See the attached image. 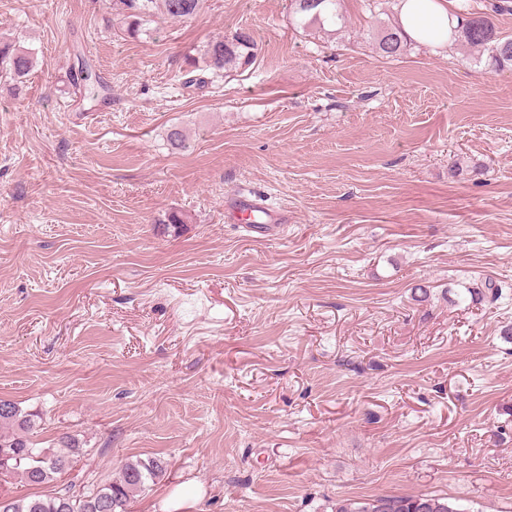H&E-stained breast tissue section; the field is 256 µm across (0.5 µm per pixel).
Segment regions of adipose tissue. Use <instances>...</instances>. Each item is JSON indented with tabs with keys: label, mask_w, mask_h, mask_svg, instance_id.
<instances>
[{
	"label": "adipose tissue",
	"mask_w": 512,
	"mask_h": 512,
	"mask_svg": "<svg viewBox=\"0 0 512 512\" xmlns=\"http://www.w3.org/2000/svg\"><path fill=\"white\" fill-rule=\"evenodd\" d=\"M397 10L406 36L433 48L447 45L458 25L451 0H398Z\"/></svg>",
	"instance_id": "1"
}]
</instances>
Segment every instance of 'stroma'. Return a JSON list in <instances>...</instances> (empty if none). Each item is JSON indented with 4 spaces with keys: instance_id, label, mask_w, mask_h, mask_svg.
<instances>
[{
    "instance_id": "obj_1",
    "label": "stroma",
    "mask_w": 512,
    "mask_h": 512,
    "mask_svg": "<svg viewBox=\"0 0 512 512\" xmlns=\"http://www.w3.org/2000/svg\"><path fill=\"white\" fill-rule=\"evenodd\" d=\"M341 13L329 37L288 0H208L132 36L105 0H0L34 53L0 80V398L79 439V479L162 459L127 512L187 485L177 512H512V66L454 40L386 59L395 0ZM241 30L250 65L189 81ZM239 192L287 230L227 223ZM486 278L498 300L466 299ZM331 512H463L448 498L427 494L377 495L366 499H337Z\"/></svg>"
}]
</instances>
